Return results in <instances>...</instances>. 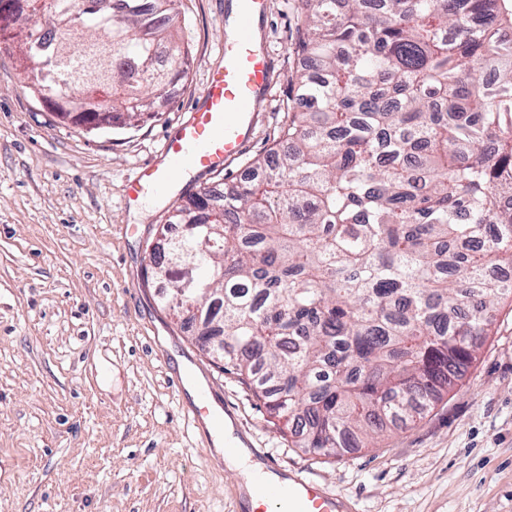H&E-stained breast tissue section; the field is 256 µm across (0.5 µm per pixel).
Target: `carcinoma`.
I'll use <instances>...</instances> for the list:
<instances>
[{
    "mask_svg": "<svg viewBox=\"0 0 512 512\" xmlns=\"http://www.w3.org/2000/svg\"><path fill=\"white\" fill-rule=\"evenodd\" d=\"M26 78L138 120L187 77L177 0H30ZM281 149L173 206L197 334L296 448L339 455L413 422L512 299V0H303ZM89 34L81 50L69 39Z\"/></svg>",
    "mask_w": 512,
    "mask_h": 512,
    "instance_id": "cac0c4a2",
    "label": "carcinoma"
}]
</instances>
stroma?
Segmentation results:
<instances>
[{"label":"stroma","mask_w":512,"mask_h":512,"mask_svg":"<svg viewBox=\"0 0 512 512\" xmlns=\"http://www.w3.org/2000/svg\"><path fill=\"white\" fill-rule=\"evenodd\" d=\"M274 59L244 155L192 171L183 194L252 176L288 121L299 0H269ZM226 0H178L187 78L158 114L111 134L58 120L27 88L20 41L0 48V512H241V476L217 454L194 398L198 379L260 462L299 472L354 512H512V303L505 301L457 385L376 446L323 456L290 447L262 401L177 328L146 287V242L175 196L125 197L200 102L220 61Z\"/></svg>","instance_id":"1"}]
</instances>
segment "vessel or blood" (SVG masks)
<instances>
[{"mask_svg":"<svg viewBox=\"0 0 512 512\" xmlns=\"http://www.w3.org/2000/svg\"><path fill=\"white\" fill-rule=\"evenodd\" d=\"M235 2L234 14L226 18L232 33L220 51L221 64L209 71L203 104L178 124L155 160L127 179V198L137 199L146 188L164 196L177 193L182 171H211L229 164L252 139L273 68L271 55L256 37L268 0ZM255 512H347V507L317 481L295 474L288 484L267 488Z\"/></svg>","mask_w":512,"mask_h":512,"instance_id":"obj_1","label":"vessel or blood"}]
</instances>
